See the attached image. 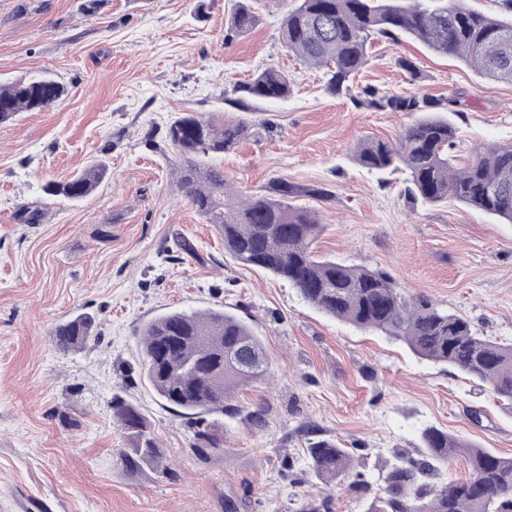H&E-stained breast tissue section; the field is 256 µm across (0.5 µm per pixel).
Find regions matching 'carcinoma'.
<instances>
[{
  "instance_id": "obj_1",
  "label": "carcinoma",
  "mask_w": 512,
  "mask_h": 512,
  "mask_svg": "<svg viewBox=\"0 0 512 512\" xmlns=\"http://www.w3.org/2000/svg\"><path fill=\"white\" fill-rule=\"evenodd\" d=\"M289 4L279 25L282 47L305 65L324 70L326 89L345 93L374 109L420 113L395 141L365 139L356 148L359 164L369 170H403L405 194L426 203L452 197L512 223V146L490 145L454 166L456 129L441 116L457 100L415 93L387 95L365 87L353 92L350 81L368 63L374 40L411 37L428 49L461 60L480 75L512 82V20L504 21L448 0L429 7L424 0H282ZM260 23L255 0H240L231 13L224 44L249 34ZM292 81L275 66L257 71L236 86L244 114L185 112L165 127L164 139L182 160L178 189L224 239V251L245 266L270 273L294 288L321 312L359 329L377 332L406 345L421 359L445 363L486 387L512 406V344L477 335L465 318L424 297H408L388 274L350 266L316 254L323 232L316 214L295 204L300 197L329 200L323 185L276 180L268 190L241 200L230 188L224 169L207 162L255 135L259 123L245 115L247 101L274 103L291 93ZM66 93L60 82L42 76L0 85V123L20 112H39ZM108 173L97 160L66 181H49L44 192L62 202L90 195ZM56 347L76 351L98 336L97 323L80 313L52 331ZM144 377L164 406L194 428L191 448L200 457L224 447V418L239 415L236 389L264 379L269 360L252 328L221 309L173 310L145 327ZM112 415L127 448L124 466L132 471L162 467L164 454L139 407L117 391ZM307 439L306 471L326 486L353 477L351 486L371 491L364 463L336 441ZM419 448L395 449L381 465V484L363 512H512V457H503L434 426L420 432ZM464 453L470 474L439 482L441 467ZM330 499H288L286 512H329Z\"/></svg>"
}]
</instances>
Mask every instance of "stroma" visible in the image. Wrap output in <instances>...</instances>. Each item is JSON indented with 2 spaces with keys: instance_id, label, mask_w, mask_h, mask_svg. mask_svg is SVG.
I'll return each mask as SVG.
<instances>
[{
  "instance_id": "1",
  "label": "stroma",
  "mask_w": 512,
  "mask_h": 512,
  "mask_svg": "<svg viewBox=\"0 0 512 512\" xmlns=\"http://www.w3.org/2000/svg\"><path fill=\"white\" fill-rule=\"evenodd\" d=\"M84 3L0 0V84L49 75L67 88L54 106L0 124V512H224L228 497L245 499L240 512H279L291 493L322 494L302 465L306 425L364 459L374 483L377 460L417 448L427 425L512 457V408L226 254L178 192L163 138L179 113L228 111L234 86L259 69L287 71L290 97L261 105L258 135L217 159L235 194L279 179L325 185L331 200H299L324 226L319 254L382 270L406 295L512 343V224L452 198L408 199L404 173L353 159L360 140L397 138L412 114L328 93L322 71L283 50L277 0H259V25L229 44L236 0H105L91 13ZM353 86L459 93L448 118L460 159L512 145V83L414 40L375 42ZM97 159L108 176L86 200L44 194ZM28 207L45 209L43 222L21 223ZM211 308L247 318L271 365L237 390L242 414L225 420L223 450L202 460L185 419L142 376L140 332L164 312ZM79 312L100 337L61 352L51 332ZM117 390L150 419L164 468L121 463ZM259 406L267 423L255 430L245 414Z\"/></svg>"
}]
</instances>
